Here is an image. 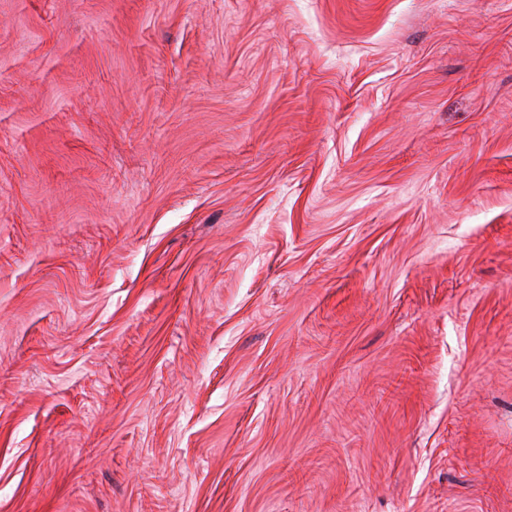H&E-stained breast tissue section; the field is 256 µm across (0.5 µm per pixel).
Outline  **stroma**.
<instances>
[{"mask_svg":"<svg viewBox=\"0 0 512 512\" xmlns=\"http://www.w3.org/2000/svg\"><path fill=\"white\" fill-rule=\"evenodd\" d=\"M0 512H512V0H0Z\"/></svg>","mask_w":512,"mask_h":512,"instance_id":"1","label":"stroma"}]
</instances>
